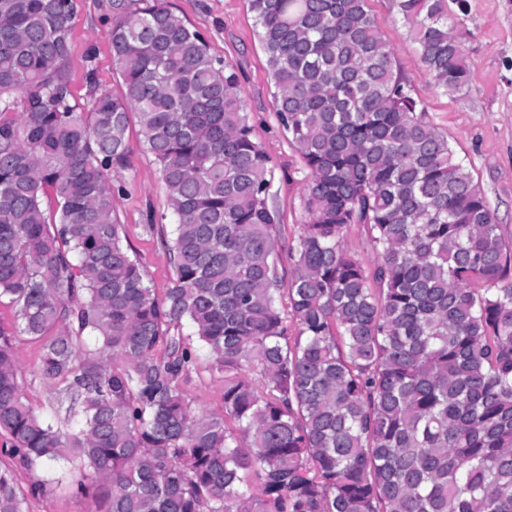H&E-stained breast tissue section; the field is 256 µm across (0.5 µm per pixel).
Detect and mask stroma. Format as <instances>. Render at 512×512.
<instances>
[{
	"mask_svg": "<svg viewBox=\"0 0 512 512\" xmlns=\"http://www.w3.org/2000/svg\"><path fill=\"white\" fill-rule=\"evenodd\" d=\"M172 8L207 39L212 53L237 71L245 108L257 141L271 160V192L279 213L278 234L283 241L297 238L308 216L304 208L303 161L280 124L274 107V84L266 53L259 41L248 0H170ZM448 14L458 23L463 55L470 71L468 86L447 92L436 85L422 64L417 44L408 39L395 0H368L394 53V65L410 81L426 107V119L447 136L475 182L483 190L500 226L502 240L512 250V0H447ZM111 0H78L70 33L73 104L91 107L85 81L87 67H95L100 89L121 95L122 84L112 63L106 38ZM128 161L119 179L123 193L113 201L123 243L143 263L151 288L164 294L173 270L158 236L146 228V215L168 213L159 165L143 145L138 120L128 129ZM0 327L14 334L20 384L37 414L50 411L56 385L39 375L42 341L19 333L15 311L8 299L0 300ZM184 397L195 413L223 411L224 380L212 371L207 352L183 382ZM16 481L24 490L23 512H105L103 495L78 496L68 485L51 492L28 495L36 472L16 468Z\"/></svg>",
	"mask_w": 512,
	"mask_h": 512,
	"instance_id": "obj_1",
	"label": "stroma"
}]
</instances>
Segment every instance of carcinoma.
Segmentation results:
<instances>
[{
  "label": "carcinoma",
  "instance_id": "1",
  "mask_svg": "<svg viewBox=\"0 0 512 512\" xmlns=\"http://www.w3.org/2000/svg\"><path fill=\"white\" fill-rule=\"evenodd\" d=\"M436 84L469 69L445 0H397ZM309 216L281 266L270 160L234 68L167 0L116 5L123 92L71 104L76 0H0V298L63 383L40 417L0 328V432L16 463L108 487L107 512H512V252L425 117L367 0H248ZM160 164L174 271L159 296L123 245L111 174L130 113ZM362 226L380 264L343 245ZM205 348L224 414L181 382ZM0 467V512H22Z\"/></svg>",
  "mask_w": 512,
  "mask_h": 512
}]
</instances>
